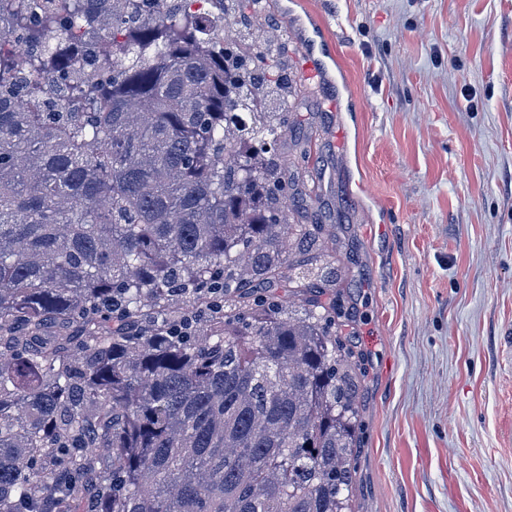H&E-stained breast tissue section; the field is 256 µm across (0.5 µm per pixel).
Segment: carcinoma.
I'll return each mask as SVG.
<instances>
[{
  "label": "carcinoma",
  "mask_w": 512,
  "mask_h": 512,
  "mask_svg": "<svg viewBox=\"0 0 512 512\" xmlns=\"http://www.w3.org/2000/svg\"><path fill=\"white\" fill-rule=\"evenodd\" d=\"M0 0V512H354L338 236L263 0ZM29 47L18 56L8 36Z\"/></svg>",
  "instance_id": "carcinoma-1"
}]
</instances>
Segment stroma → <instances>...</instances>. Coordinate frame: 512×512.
Listing matches in <instances>:
<instances>
[{"label":"stroma","instance_id":"1","mask_svg":"<svg viewBox=\"0 0 512 512\" xmlns=\"http://www.w3.org/2000/svg\"><path fill=\"white\" fill-rule=\"evenodd\" d=\"M270 13L350 271L355 512H512V0Z\"/></svg>","mask_w":512,"mask_h":512}]
</instances>
